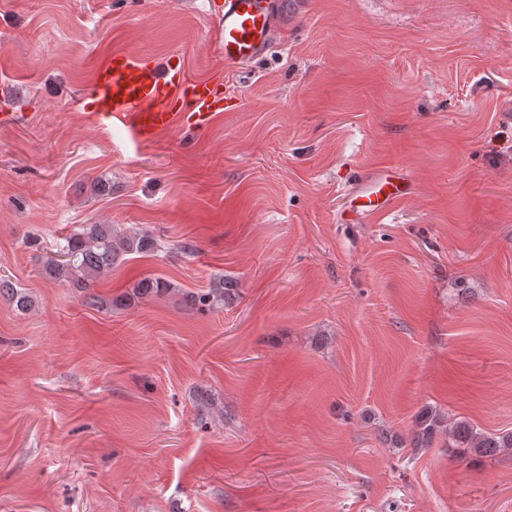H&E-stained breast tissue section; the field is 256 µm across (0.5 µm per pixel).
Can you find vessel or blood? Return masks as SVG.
<instances>
[{
    "label": "vessel or blood",
    "instance_id": "b4317fda",
    "mask_svg": "<svg viewBox=\"0 0 512 512\" xmlns=\"http://www.w3.org/2000/svg\"><path fill=\"white\" fill-rule=\"evenodd\" d=\"M276 18L275 0H224L215 26L225 65L235 66L268 52ZM87 91L96 101L94 122L121 124L137 143L186 124L206 130L224 109L222 80L192 79L182 66L162 68L120 51L94 67ZM409 189L401 168H380L362 180L340 219L350 222L385 213Z\"/></svg>",
    "mask_w": 512,
    "mask_h": 512
}]
</instances>
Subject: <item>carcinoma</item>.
I'll use <instances>...</instances> for the list:
<instances>
[{
  "label": "carcinoma",
  "instance_id": "cac0c4a2",
  "mask_svg": "<svg viewBox=\"0 0 512 512\" xmlns=\"http://www.w3.org/2000/svg\"><path fill=\"white\" fill-rule=\"evenodd\" d=\"M158 240L136 224H83L81 228L56 242L55 257L48 259L44 273L49 278L67 284L83 293L86 303L104 305L107 300L92 293L94 284L112 267L124 262L129 255L148 254L158 251ZM177 291L174 283L161 278H142L135 283L132 297L142 298L152 294ZM8 297L15 307L27 311L34 307L33 298L14 287L11 280L0 277V296ZM230 296L228 282L218 281L206 291L185 294V303L200 312L224 307ZM445 425L439 414L433 415L416 435V447L428 442L437 429ZM457 442L482 456H494L512 450V432L499 436L477 432L466 425L456 427Z\"/></svg>",
  "mask_w": 512,
  "mask_h": 512
}]
</instances>
